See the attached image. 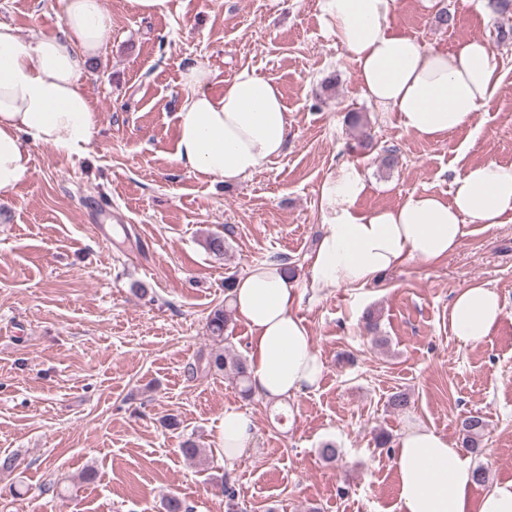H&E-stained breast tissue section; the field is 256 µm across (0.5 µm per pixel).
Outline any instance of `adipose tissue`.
<instances>
[{"instance_id":"1","label":"adipose tissue","mask_w":512,"mask_h":512,"mask_svg":"<svg viewBox=\"0 0 512 512\" xmlns=\"http://www.w3.org/2000/svg\"><path fill=\"white\" fill-rule=\"evenodd\" d=\"M396 0H317L324 29L358 66L360 90L382 112L398 113L402 126L436 140L461 127L493 101L500 84L498 59L487 43L459 41L448 52L400 34L391 23ZM112 28L101 0H64L57 33L22 40L0 23V192L30 174V144L66 155L86 154L98 116L81 76ZM206 61H188L181 73L175 161L227 184L251 176L279 156L290 123L277 80L242 68L209 93ZM364 171L345 163L319 187L322 231L310 256L311 286L360 287L378 273L419 259L435 263L457 251L469 229L512 222V165L487 161L453 180L450 200L409 194L398 206L360 211ZM304 296L298 280L278 264L253 265L232 289L238 320L250 330L249 372L258 396L281 401L318 387L324 363L296 309ZM504 314L498 293L481 283L458 291L449 310L456 338L484 342ZM253 425L242 412H224V462L249 447ZM401 512H512V481L474 497V468L462 447L418 426L398 439L393 453Z\"/></svg>"}]
</instances>
